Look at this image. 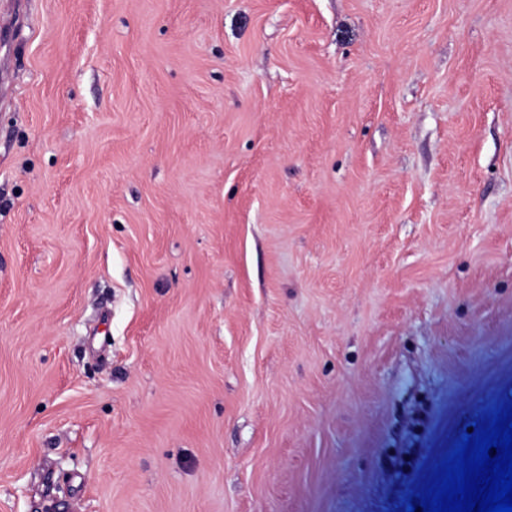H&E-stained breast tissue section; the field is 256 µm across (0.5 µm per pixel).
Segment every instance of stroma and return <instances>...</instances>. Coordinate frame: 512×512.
<instances>
[{
	"mask_svg": "<svg viewBox=\"0 0 512 512\" xmlns=\"http://www.w3.org/2000/svg\"><path fill=\"white\" fill-rule=\"evenodd\" d=\"M0 27V512H406L512 400V0Z\"/></svg>",
	"mask_w": 512,
	"mask_h": 512,
	"instance_id": "obj_1",
	"label": "stroma"
}]
</instances>
